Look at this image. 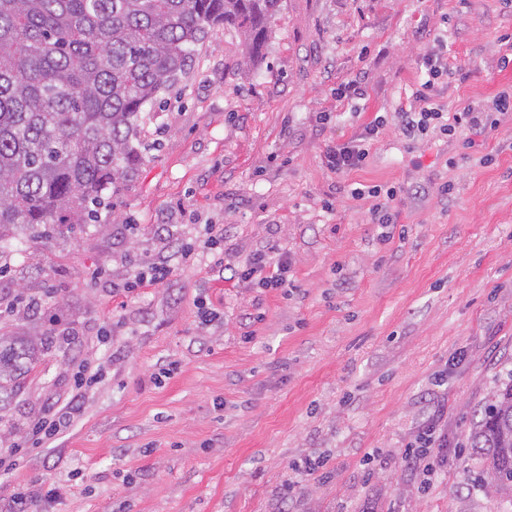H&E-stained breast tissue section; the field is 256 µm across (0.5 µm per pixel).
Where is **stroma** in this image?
<instances>
[{"label": "stroma", "mask_w": 512, "mask_h": 512, "mask_svg": "<svg viewBox=\"0 0 512 512\" xmlns=\"http://www.w3.org/2000/svg\"><path fill=\"white\" fill-rule=\"evenodd\" d=\"M510 44L512 0H283L246 67L238 37L209 34L146 106L152 148L103 225L10 241L0 291L42 300L14 334L72 342L0 411L18 448L0 512L22 488L34 512H512L466 449L512 371V113L471 149L462 130L407 140L398 114L427 54L455 71L439 104L489 109L512 88ZM354 78L364 96L337 95ZM379 115L364 164L330 170L327 149ZM375 185L396 187L397 224L352 195ZM211 224L217 250L183 261ZM268 249L290 287L235 278ZM157 260L166 280L125 291ZM200 300L223 319L201 324ZM83 365L98 379L80 389ZM74 397L76 422L36 441ZM431 425L448 446L424 490L402 452ZM313 459L322 474L297 470Z\"/></svg>", "instance_id": "1"}]
</instances>
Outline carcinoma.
Wrapping results in <instances>:
<instances>
[{
  "label": "carcinoma",
  "mask_w": 512,
  "mask_h": 512,
  "mask_svg": "<svg viewBox=\"0 0 512 512\" xmlns=\"http://www.w3.org/2000/svg\"><path fill=\"white\" fill-rule=\"evenodd\" d=\"M281 0H0V245L26 228L45 245L57 227L97 224L133 180L146 105L219 28L262 53ZM38 308L21 294L15 316ZM58 336L0 335V411ZM483 492L512 503V379L488 395L468 436Z\"/></svg>",
  "instance_id": "1"
}]
</instances>
